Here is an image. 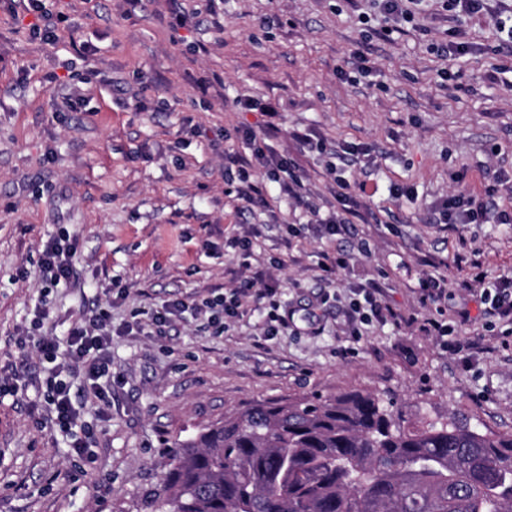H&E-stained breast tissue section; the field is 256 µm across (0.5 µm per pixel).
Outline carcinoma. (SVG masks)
<instances>
[{"label":"carcinoma","instance_id":"carcinoma-1","mask_svg":"<svg viewBox=\"0 0 512 512\" xmlns=\"http://www.w3.org/2000/svg\"><path fill=\"white\" fill-rule=\"evenodd\" d=\"M175 447L159 512H512V434L370 392L256 402Z\"/></svg>","mask_w":512,"mask_h":512}]
</instances>
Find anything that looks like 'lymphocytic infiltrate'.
I'll use <instances>...</instances> for the list:
<instances>
[{"instance_id":"1","label":"lymphocytic infiltrate","mask_w":512,"mask_h":512,"mask_svg":"<svg viewBox=\"0 0 512 512\" xmlns=\"http://www.w3.org/2000/svg\"><path fill=\"white\" fill-rule=\"evenodd\" d=\"M243 138L248 148L247 153L225 152L224 163L227 167L237 169L239 182L236 196L246 205L268 206L269 201L262 187L253 179L254 173L264 171L272 175L281 194L287 196L296 208L308 214L311 226L320 237L333 239L344 232L351 219L361 218V201L350 183L337 174L338 162L346 160L347 156L358 154V147L344 144L333 150V160L328 163L327 171L333 175L338 187L335 198L339 207L324 214L311 201L296 166L277 152L267 134L247 128L243 131ZM454 180L459 184L460 190L441 203L440 223H512V210L496 206L500 178L484 181L476 190L470 188L466 172L455 174ZM76 252V238L66 234L50 239L40 257V268L44 277L53 284L69 279ZM418 290L421 302L435 308L434 317L429 318L425 324L426 331L449 337V346L453 352L467 351V344L454 338L455 326L448 324L443 317L448 302L444 278L427 274L420 279ZM247 302L252 303L256 310L265 312L268 335H276L279 328L288 325L289 316L280 312L278 282L265 270H257L242 277L238 287L232 289L230 296L224 300L217 302L203 299L201 307L208 312V321L213 324L222 317L229 320L238 317L243 304ZM37 349L44 358L56 364L39 401L49 412L52 423L61 432L73 433L71 449L74 455L79 458L87 457L91 432L88 425L80 421V411L73 401L69 377L75 372H82L85 380L83 396L102 403L107 402L112 393V323L108 312L99 311L91 319L73 324L65 335L40 337Z\"/></svg>"}]
</instances>
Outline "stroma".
I'll return each instance as SVG.
<instances>
[{
  "instance_id": "35a3bbf8",
  "label": "stroma",
  "mask_w": 512,
  "mask_h": 512,
  "mask_svg": "<svg viewBox=\"0 0 512 512\" xmlns=\"http://www.w3.org/2000/svg\"><path fill=\"white\" fill-rule=\"evenodd\" d=\"M211 22L172 32L167 0L130 10L125 0H46L63 16L54 40L32 38V16L0 5V368L23 371L18 396L0 399V512H151L150 496L176 442L225 414L272 399L350 391L395 394L406 419L465 413L480 430L512 434V348L485 326L479 291L462 289L470 262L512 276V224L436 223L434 207L455 193L453 171L471 184L512 170V52L491 53L500 35L490 15L454 14L442 0H403L400 15L379 0H183ZM402 34L385 39V28ZM468 42L451 59L452 36ZM367 65H360V58ZM124 98H116L113 83ZM75 89L74 110L60 111ZM239 95L280 103L272 143L296 161L314 203L334 205L328 150L365 147L342 163L367 184L373 218L350 225L335 248L347 269L328 280L307 216L256 174L274 210L236 197L225 150L245 151L244 129L266 116L237 112ZM308 128L326 147L305 152L290 137ZM414 199L393 197L394 185ZM67 231L77 240L69 280L47 286L41 252ZM252 232L250 263L270 270L294 322L272 340L250 311L214 332L194 307L234 287L235 236ZM438 270L449 317L480 350L449 352L421 321L418 281ZM381 282L386 304L407 316L395 326L347 334L355 288ZM188 310L163 333L128 331L166 301ZM108 310L112 329L110 419L100 404L93 461L67 454L34 394L50 365L23 330L61 336Z\"/></svg>"
}]
</instances>
